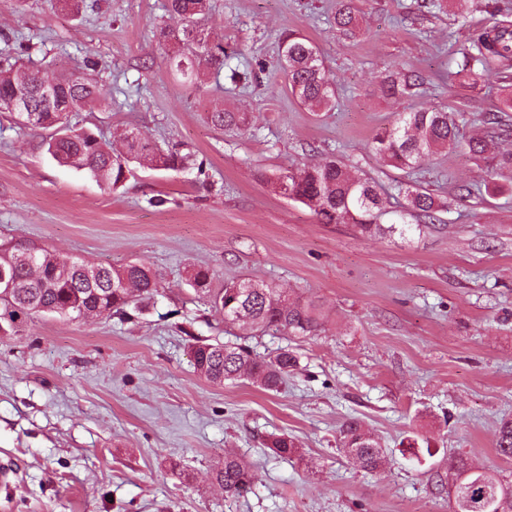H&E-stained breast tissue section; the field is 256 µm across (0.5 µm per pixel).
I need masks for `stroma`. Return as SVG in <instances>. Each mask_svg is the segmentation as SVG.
<instances>
[{
	"instance_id": "stroma-1",
	"label": "stroma",
	"mask_w": 512,
	"mask_h": 512,
	"mask_svg": "<svg viewBox=\"0 0 512 512\" xmlns=\"http://www.w3.org/2000/svg\"><path fill=\"white\" fill-rule=\"evenodd\" d=\"M338 0H211L205 29L246 85L207 73L176 82L152 29L179 28L163 0H96L74 15L63 0H0V61L67 73L89 69L105 109L72 120L115 140L133 129L190 155L180 172L139 164L112 191L57 166L41 135L0 112V239L63 257L122 267L142 261L162 277L144 312L33 319L0 335V512H449L448 460L461 456L512 477L496 429L512 419V68L478 84L457 74L479 32L512 24V0L494 12L473 0L443 11L421 0H354L361 31L339 36ZM317 47L334 80V110L314 117L291 95L280 37ZM420 76L413 96L381 92L389 66ZM460 110L461 147L413 178L440 201L434 221L405 235L361 236L319 223L279 195L287 167L336 155L402 210L403 171L369 148L402 109ZM246 113L227 133L203 115ZM208 269L213 287L250 279L318 302L317 335L242 336L189 284ZM244 341L298 360L276 392L242 379L218 385L196 372L195 342ZM361 422L386 450L380 474L339 452L341 425ZM302 453L277 456L278 437ZM233 450L255 467L251 492L229 498L213 479Z\"/></svg>"
}]
</instances>
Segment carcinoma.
<instances>
[{
	"label": "carcinoma",
	"mask_w": 512,
	"mask_h": 512,
	"mask_svg": "<svg viewBox=\"0 0 512 512\" xmlns=\"http://www.w3.org/2000/svg\"><path fill=\"white\" fill-rule=\"evenodd\" d=\"M164 8L181 21L180 30L162 29L158 38L183 44L184 50L170 57L182 85L194 86L206 69L222 70L224 48L211 46L202 37L201 24L211 10L210 0H166ZM333 23L336 31L347 38L360 31L352 0H340ZM281 47V65L291 94L314 111L333 109L336 87L316 47L294 34L284 36ZM495 61L505 66L512 64L511 26H497L474 37L471 45L461 50L458 74L476 84ZM38 79L57 82L54 104L45 103L35 91ZM416 86L413 75L402 70L388 72L382 81L383 93L395 102L408 97ZM22 90L27 91L32 111L17 114L23 120L20 128L53 129L42 142L46 153L58 165L85 172L111 190L125 184L132 163L145 162L165 171L183 169L188 163L189 156L152 146L133 130L125 131L116 146L90 129L71 124L69 113L106 103L103 89L84 72L61 75L47 68L0 67V99ZM207 120L226 132L238 131L247 123L245 115L223 110L208 113ZM371 144L381 160L410 173L435 156L455 151L460 145L459 126L454 113L444 109L400 112L390 126L375 134ZM274 188L280 195L308 206L321 224H354L362 235L370 237L385 233L402 236L407 231L404 224L380 223L383 201L375 183L335 157L285 170L276 177ZM398 190L407 200L408 212L431 219L438 211L439 205L429 191L410 183L400 184ZM25 246L33 253L29 262L16 255L17 244H0V274L8 284L0 287V333H14L20 325L43 313L69 319L125 315L127 307L145 306L159 295V274L144 263L115 268L60 258L28 242ZM192 286L224 315V321L245 330L307 336L319 325L318 304L292 302L283 292L264 283L238 280L214 289L208 272L197 270L192 275ZM192 357L196 370L212 383L222 384L247 375L267 391L279 390L296 365L293 351L286 347L272 357H262L237 342L196 344ZM495 447L502 457L512 458V420L500 425ZM272 448L282 457L299 453L295 442L285 437L274 440ZM339 448L344 457L367 472L377 471L385 462L378 440L354 419L342 425ZM454 470V505L461 512H486L488 496L494 500L493 512H512V480L504 481L496 473L471 466L462 458ZM215 479L224 487L226 496H240L252 489V465L227 450Z\"/></svg>",
	"instance_id": "carcinoma-1"
}]
</instances>
